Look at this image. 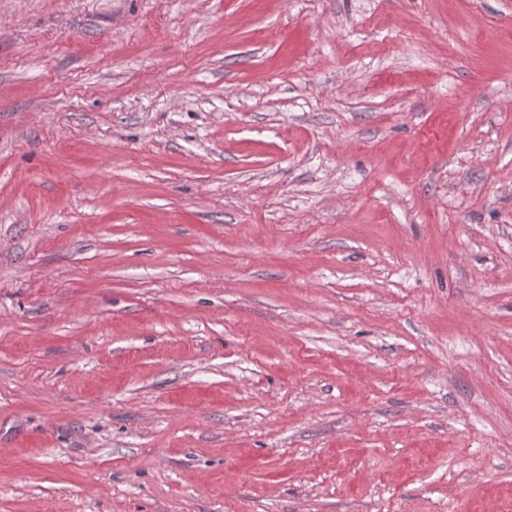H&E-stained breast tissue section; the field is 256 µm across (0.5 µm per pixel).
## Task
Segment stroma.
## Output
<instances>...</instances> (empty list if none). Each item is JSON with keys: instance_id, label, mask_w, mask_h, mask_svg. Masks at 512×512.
<instances>
[{"instance_id": "35a3bbf8", "label": "stroma", "mask_w": 512, "mask_h": 512, "mask_svg": "<svg viewBox=\"0 0 512 512\" xmlns=\"http://www.w3.org/2000/svg\"><path fill=\"white\" fill-rule=\"evenodd\" d=\"M0 512H512V0H0Z\"/></svg>"}]
</instances>
